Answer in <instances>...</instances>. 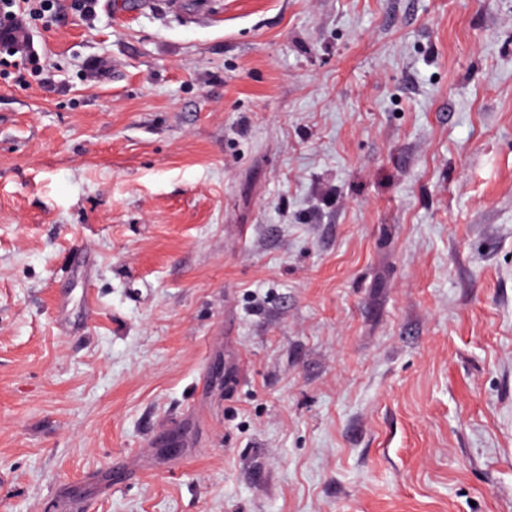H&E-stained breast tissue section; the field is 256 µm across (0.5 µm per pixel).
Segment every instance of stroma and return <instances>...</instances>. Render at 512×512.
Returning a JSON list of instances; mask_svg holds the SVG:
<instances>
[{
	"mask_svg": "<svg viewBox=\"0 0 512 512\" xmlns=\"http://www.w3.org/2000/svg\"><path fill=\"white\" fill-rule=\"evenodd\" d=\"M25 35L0 512H512V0H54Z\"/></svg>",
	"mask_w": 512,
	"mask_h": 512,
	"instance_id": "35a3bbf8",
	"label": "stroma"
}]
</instances>
